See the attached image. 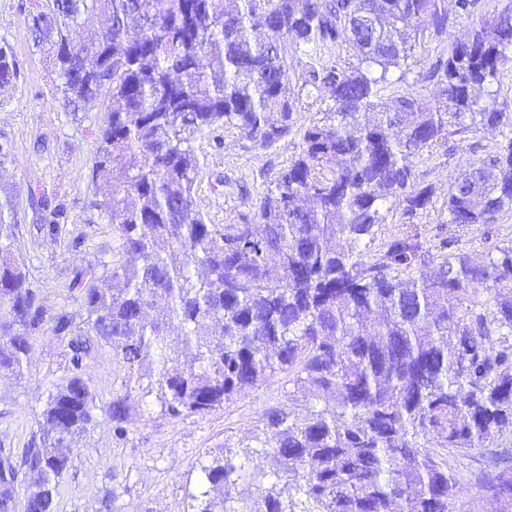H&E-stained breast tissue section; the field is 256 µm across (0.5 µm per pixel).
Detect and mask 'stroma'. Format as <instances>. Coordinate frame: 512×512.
I'll use <instances>...</instances> for the list:
<instances>
[{"label": "stroma", "mask_w": 512, "mask_h": 512, "mask_svg": "<svg viewBox=\"0 0 512 512\" xmlns=\"http://www.w3.org/2000/svg\"><path fill=\"white\" fill-rule=\"evenodd\" d=\"M36 0H0V42L16 55L19 77L0 93V140L11 141L14 155L4 177L20 192L38 188L59 198L68 209L61 241L51 244L38 234L31 220L16 233V246L24 259L29 280L48 310L63 306L67 286L76 269L93 267L101 278L110 275L117 243L107 218L89 207L90 160L95 132L103 114H73L53 98L56 74L47 50L35 47L26 17ZM475 21L460 18L443 40L424 39L405 77H391L384 97L417 90L430 95L434 83L421 76L437 58L447 57L455 41L467 37ZM312 119L301 112L292 131L269 146L242 139L226 130L221 148L208 140L196 147L206 174H223L224 184L202 183L200 209L215 224H241L253 220L254 200L272 187L281 169L295 158L302 134ZM503 136L500 129L482 128L449 136L445 146L413 161L418 182L433 185L434 203L420 215L422 236L435 234L447 221L448 186L469 163L495 152ZM82 245L71 248L72 238ZM69 377L58 339L50 332L37 334L28 368L23 375L0 373V447L22 450L38 432L37 416L48 392ZM84 378L98 405L127 395L130 418L125 438H116L111 422L104 421L84 434L64 476L56 512H188L189 495L199 484L200 461L224 442L250 437L265 412L308 407L310 395L298 392L280 371L247 394L226 401L207 416L171 418L159 405L145 404L138 388H126V370L103 349L87 363ZM448 465L463 486L459 512H487L476 483L478 473L497 466L512 467V448H484L466 456L449 454Z\"/></svg>", "instance_id": "stroma-1"}]
</instances>
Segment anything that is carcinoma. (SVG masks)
I'll use <instances>...</instances> for the list:
<instances>
[{"mask_svg": "<svg viewBox=\"0 0 512 512\" xmlns=\"http://www.w3.org/2000/svg\"><path fill=\"white\" fill-rule=\"evenodd\" d=\"M479 7L454 0L457 17ZM95 12L105 26L70 38ZM448 27L440 0H42L29 13L63 108L105 111L90 207L118 247L108 287L77 269V309L48 311L14 254L17 190L0 183V370L22 375L47 329L71 373L47 396L40 445L20 458L0 448V512H56L71 443L98 417L125 435L126 398L99 406L83 377L102 347L173 418L205 416L278 369L317 398L211 453L190 512H394L399 500L405 512H456L461 485L435 449L496 448L512 429V244L476 263L458 238L417 232L434 190L412 159L446 134L505 128L449 185L448 223L488 228L512 209V104L494 89L512 68V0L423 75L436 98L382 101L389 73ZM333 45L355 46L356 61L324 59ZM291 48L306 56L296 82ZM17 78L1 44L0 87ZM312 109L255 220L208 222L196 142L233 129L267 146ZM28 196L37 231L59 242L65 203ZM390 201L409 230L377 247ZM477 483L493 512H512V467Z\"/></svg>", "mask_w": 512, "mask_h": 512, "instance_id": "1", "label": "carcinoma"}]
</instances>
